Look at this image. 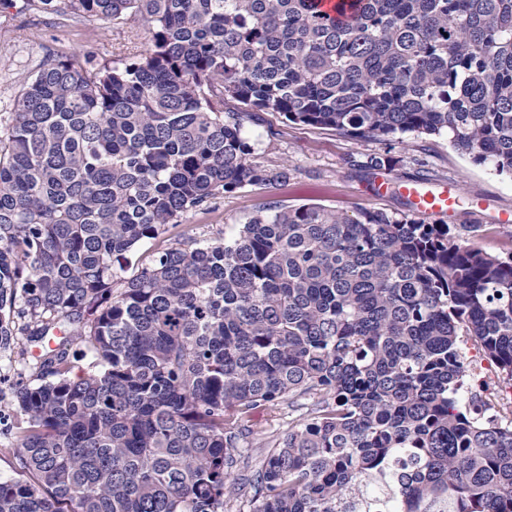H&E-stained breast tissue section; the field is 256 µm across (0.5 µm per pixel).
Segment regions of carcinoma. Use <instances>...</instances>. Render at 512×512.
<instances>
[{"instance_id":"cac0c4a2","label":"carcinoma","mask_w":512,"mask_h":512,"mask_svg":"<svg viewBox=\"0 0 512 512\" xmlns=\"http://www.w3.org/2000/svg\"><path fill=\"white\" fill-rule=\"evenodd\" d=\"M26 6L137 22L149 47L43 61L0 123V357L62 333L19 355L32 382L0 405L18 465L0 512H232L241 484L249 512H512V410L460 402L468 343L512 388V252L276 203L229 240H160L226 193L288 183L243 136L260 112L445 135L512 174V0H355L347 19L320 0ZM145 240L149 261L118 277Z\"/></svg>"}]
</instances>
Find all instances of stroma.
<instances>
[{"label": "stroma", "mask_w": 512, "mask_h": 512, "mask_svg": "<svg viewBox=\"0 0 512 512\" xmlns=\"http://www.w3.org/2000/svg\"><path fill=\"white\" fill-rule=\"evenodd\" d=\"M145 46L130 26L88 23L64 19L55 12L20 8L0 13V118H7L15 96L47 57L68 55L76 47L90 48L100 63L116 59L130 42ZM257 161L276 168L288 166V184L250 186L224 195L203 213L185 215L170 234L181 241L231 238L240 224L260 205L275 202L288 207L317 204L355 214L359 209L382 210L393 216L407 213L400 194L382 198L370 195L372 175L360 169L368 155L391 150L398 160L390 171L393 183L407 181L450 184L460 198L454 213L441 216V223L466 233L480 225L474 241L489 252H512V223L500 224V211H512V177L498 175L475 165L453 149L447 137L408 133L402 142L361 140L331 128H316L286 121L275 112L261 113L259 121L245 128ZM470 375L466 391L484 395L503 393L497 368L473 347H466Z\"/></svg>", "instance_id": "35a3bbf8"}]
</instances>
